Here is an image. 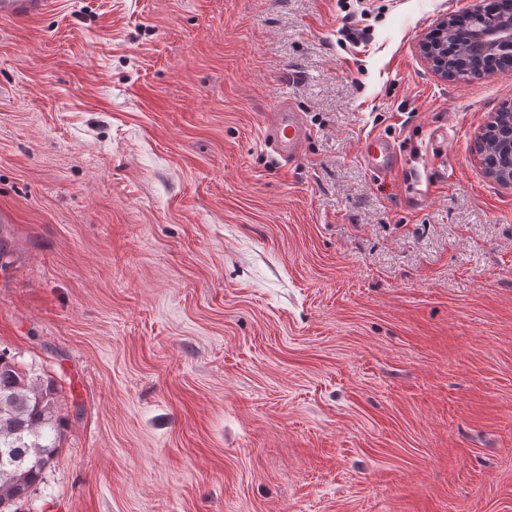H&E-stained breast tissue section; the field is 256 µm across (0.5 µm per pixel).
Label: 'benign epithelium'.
I'll use <instances>...</instances> for the list:
<instances>
[{
    "label": "benign epithelium",
    "instance_id": "1",
    "mask_svg": "<svg viewBox=\"0 0 512 512\" xmlns=\"http://www.w3.org/2000/svg\"><path fill=\"white\" fill-rule=\"evenodd\" d=\"M448 23H442L420 43L424 57L444 80L453 79L449 59L454 48L448 47ZM462 51L477 61L478 66L491 68L499 59L498 50L512 46V13L506 10L481 12L475 24L469 26L458 40ZM494 136L492 158L482 162L486 174L495 181L512 185V113L497 112L480 139Z\"/></svg>",
    "mask_w": 512,
    "mask_h": 512
}]
</instances>
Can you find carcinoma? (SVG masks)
I'll return each mask as SVG.
<instances>
[{"mask_svg":"<svg viewBox=\"0 0 512 512\" xmlns=\"http://www.w3.org/2000/svg\"><path fill=\"white\" fill-rule=\"evenodd\" d=\"M455 76L480 75L463 59ZM66 418L59 406L55 380L16 357L0 352V512H17L54 464Z\"/></svg>","mask_w":512,"mask_h":512,"instance_id":"carcinoma-1","label":"carcinoma"}]
</instances>
